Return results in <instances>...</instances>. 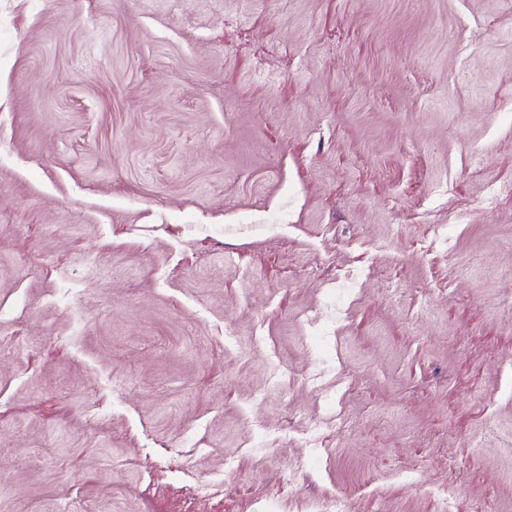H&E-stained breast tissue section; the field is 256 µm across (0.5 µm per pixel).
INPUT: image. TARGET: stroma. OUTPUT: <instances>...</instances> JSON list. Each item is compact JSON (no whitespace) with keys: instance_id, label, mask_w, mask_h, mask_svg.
I'll use <instances>...</instances> for the list:
<instances>
[{"instance_id":"stroma-1","label":"stroma","mask_w":512,"mask_h":512,"mask_svg":"<svg viewBox=\"0 0 512 512\" xmlns=\"http://www.w3.org/2000/svg\"><path fill=\"white\" fill-rule=\"evenodd\" d=\"M332 498L512 512V0H0V512Z\"/></svg>"}]
</instances>
